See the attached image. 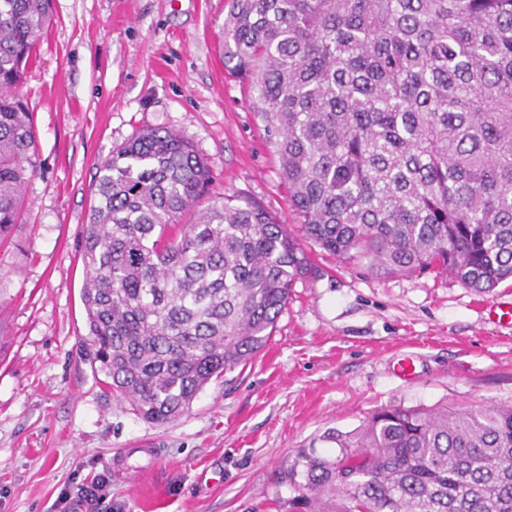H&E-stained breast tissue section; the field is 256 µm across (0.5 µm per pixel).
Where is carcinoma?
<instances>
[{"mask_svg": "<svg viewBox=\"0 0 512 512\" xmlns=\"http://www.w3.org/2000/svg\"><path fill=\"white\" fill-rule=\"evenodd\" d=\"M52 21L53 0H0V245L39 168L19 88ZM224 35L307 239L375 274L512 281V0H232ZM211 178L182 136L143 130L98 165L84 225L92 361L156 424L253 359L312 269ZM321 440L337 453L279 473L293 512H512V405L382 408Z\"/></svg>", "mask_w": 512, "mask_h": 512, "instance_id": "1", "label": "carcinoma"}]
</instances>
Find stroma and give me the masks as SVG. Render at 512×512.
Wrapping results in <instances>:
<instances>
[{"mask_svg":"<svg viewBox=\"0 0 512 512\" xmlns=\"http://www.w3.org/2000/svg\"><path fill=\"white\" fill-rule=\"evenodd\" d=\"M231 0H54L20 93L40 168L0 245V512H288L276 477L299 449L334 452L390 406L512 405V283L479 293L427 271L380 276L304 242L266 347L156 425L104 389L85 345L83 227L97 165L167 128L208 158L214 195L255 200L299 232L275 137L224 57Z\"/></svg>","mask_w":512,"mask_h":512,"instance_id":"35a3bbf8","label":"stroma"}]
</instances>
